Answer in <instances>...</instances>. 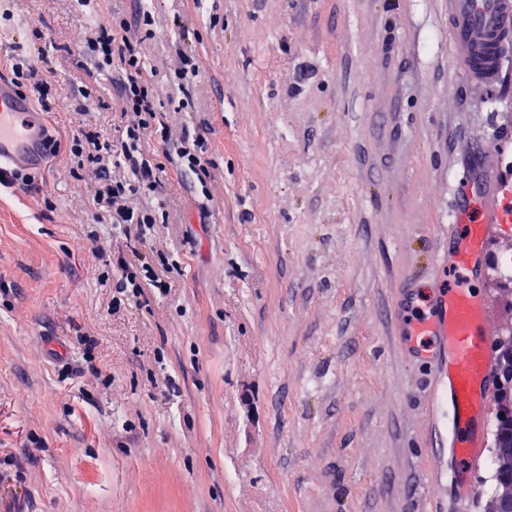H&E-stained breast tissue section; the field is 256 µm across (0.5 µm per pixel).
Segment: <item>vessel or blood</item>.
Segmentation results:
<instances>
[{
    "label": "vessel or blood",
    "instance_id": "obj_1",
    "mask_svg": "<svg viewBox=\"0 0 512 512\" xmlns=\"http://www.w3.org/2000/svg\"><path fill=\"white\" fill-rule=\"evenodd\" d=\"M448 39L458 69L470 81L496 85L502 54L512 43V0H448ZM50 135L42 113L23 105L11 86L0 80V175L38 157ZM432 319L419 326L437 337L441 355L434 364L432 393L448 404L453 430L448 449L455 465L448 477L459 500L472 495L464 470L483 452L479 414L494 384L492 340L481 325V309L465 290L436 285Z\"/></svg>",
    "mask_w": 512,
    "mask_h": 512
}]
</instances>
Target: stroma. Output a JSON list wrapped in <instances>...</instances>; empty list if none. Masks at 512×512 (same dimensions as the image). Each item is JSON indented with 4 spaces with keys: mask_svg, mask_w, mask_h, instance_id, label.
I'll use <instances>...</instances> for the list:
<instances>
[{
    "mask_svg": "<svg viewBox=\"0 0 512 512\" xmlns=\"http://www.w3.org/2000/svg\"><path fill=\"white\" fill-rule=\"evenodd\" d=\"M145 13L171 145L200 144L217 199L172 166L134 198L169 270L135 298L94 166L62 151L0 187V512H490L489 449L465 506L430 477L452 416L414 324L442 278L493 340L512 325L486 195L512 206V46L489 88L456 68L448 0H0V79L40 58L53 135L115 139L120 86L73 35ZM484 225H477L471 231V238L469 245L457 252L458 266L467 271L475 266V259L477 257L478 243L482 236Z\"/></svg>",
    "mask_w": 512,
    "mask_h": 512,
    "instance_id": "1",
    "label": "stroma"
}]
</instances>
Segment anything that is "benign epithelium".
Segmentation results:
<instances>
[{
	"label": "benign epithelium",
	"instance_id": "benign-epithelium-1",
	"mask_svg": "<svg viewBox=\"0 0 512 512\" xmlns=\"http://www.w3.org/2000/svg\"><path fill=\"white\" fill-rule=\"evenodd\" d=\"M497 396L493 454L498 482L493 512H512V327L500 342L495 363Z\"/></svg>",
	"mask_w": 512,
	"mask_h": 512
}]
</instances>
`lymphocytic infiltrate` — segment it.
<instances>
[{
    "label": "lymphocytic infiltrate",
    "instance_id": "1",
    "mask_svg": "<svg viewBox=\"0 0 512 512\" xmlns=\"http://www.w3.org/2000/svg\"><path fill=\"white\" fill-rule=\"evenodd\" d=\"M139 32L130 23L121 21L100 26L95 35L82 41L94 52L102 65L117 69L120 75V112L125 120L121 137L112 146L117 164L128 169L125 177L105 180L97 186L92 201L98 221L127 224L140 228L137 242H144L143 228L155 224L150 210L130 206L131 197L158 192L167 166L161 158L149 156L143 149L147 139L169 143L172 123L159 109L153 74L142 64L138 46Z\"/></svg>",
    "mask_w": 512,
    "mask_h": 512
}]
</instances>
